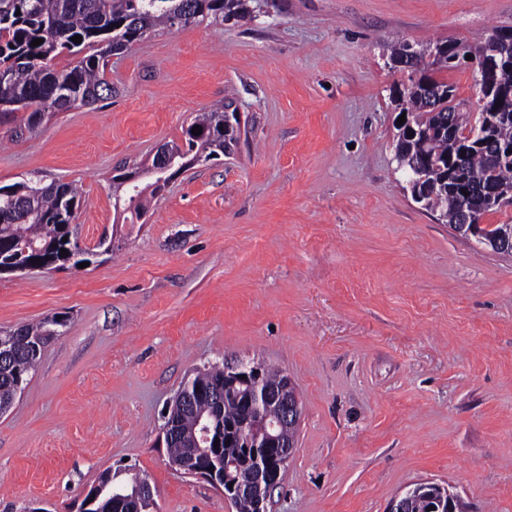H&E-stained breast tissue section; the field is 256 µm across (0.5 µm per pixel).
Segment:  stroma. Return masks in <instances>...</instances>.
Listing matches in <instances>:
<instances>
[{"instance_id": "35a3bbf8", "label": "stroma", "mask_w": 512, "mask_h": 512, "mask_svg": "<svg viewBox=\"0 0 512 512\" xmlns=\"http://www.w3.org/2000/svg\"><path fill=\"white\" fill-rule=\"evenodd\" d=\"M512 27V0H264L147 33L107 99L0 112V186L77 191L88 265L0 275V329L66 320L0 414V512H77L103 474L158 512H233L173 468L164 412L227 359L286 370L302 401L269 512H386L422 480L512 512V258L416 203L395 157L383 42ZM242 114L233 155L118 220L113 181L197 113Z\"/></svg>"}]
</instances>
